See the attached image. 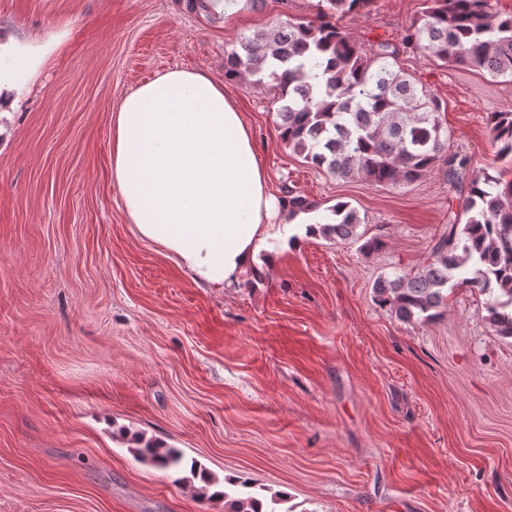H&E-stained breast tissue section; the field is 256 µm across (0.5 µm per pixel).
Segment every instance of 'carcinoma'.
I'll use <instances>...</instances> for the list:
<instances>
[{"instance_id": "1", "label": "carcinoma", "mask_w": 512, "mask_h": 512, "mask_svg": "<svg viewBox=\"0 0 512 512\" xmlns=\"http://www.w3.org/2000/svg\"><path fill=\"white\" fill-rule=\"evenodd\" d=\"M373 0H318L315 17L276 22L241 39L225 53L224 78L246 79L273 92L271 104L281 140L312 166L343 179L379 186L416 182L438 163L448 181L467 189L461 214L433 244L414 273H382L373 284L379 307L404 322H428L441 314L448 289L471 287L488 295L483 318L492 332L512 338V180L470 169L467 157L448 153L450 135L442 104L398 66L390 42L363 46L337 21L368 14ZM405 44L446 66L512 78V16L487 11V0H426ZM500 157L512 156V112L491 114ZM289 214L313 213L319 205L284 187ZM330 217L307 225L306 234L357 243L376 251L381 238L358 232L361 220L349 203L329 207ZM136 458L163 471L189 470L207 488L216 480L177 448L146 440ZM227 512H280L281 493H258L248 480L224 478Z\"/></svg>"}]
</instances>
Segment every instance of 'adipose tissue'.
<instances>
[{"instance_id": "ef3b65f1", "label": "adipose tissue", "mask_w": 512, "mask_h": 512, "mask_svg": "<svg viewBox=\"0 0 512 512\" xmlns=\"http://www.w3.org/2000/svg\"><path fill=\"white\" fill-rule=\"evenodd\" d=\"M22 71H0V103L43 66L49 46L14 41ZM112 167L138 234L196 281L224 288L288 236V208L269 190L253 131L224 84L201 70L165 71L112 115Z\"/></svg>"}]
</instances>
